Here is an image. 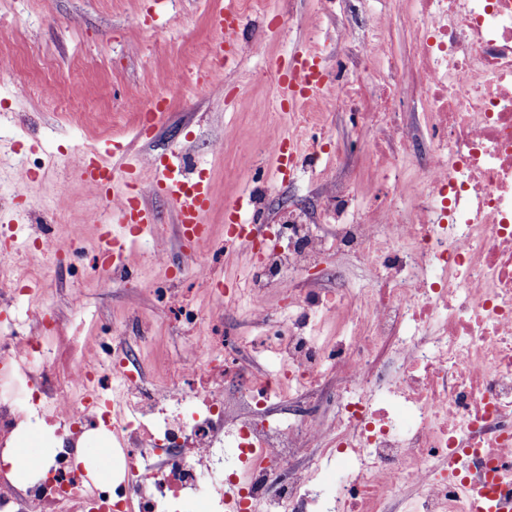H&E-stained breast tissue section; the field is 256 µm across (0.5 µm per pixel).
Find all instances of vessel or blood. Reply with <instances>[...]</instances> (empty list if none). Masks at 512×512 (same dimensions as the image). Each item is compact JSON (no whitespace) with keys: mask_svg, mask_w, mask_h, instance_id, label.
<instances>
[{"mask_svg":"<svg viewBox=\"0 0 512 512\" xmlns=\"http://www.w3.org/2000/svg\"><path fill=\"white\" fill-rule=\"evenodd\" d=\"M242 17L235 5H228L216 19L219 43L214 59L216 62H232L238 51V30ZM271 71L284 95L294 105L302 104L322 90L324 71L311 53L299 54L286 62L272 65ZM299 151L295 137L275 142L273 152L277 161L279 178L290 176L294 159ZM155 176L150 185L133 179L131 170L117 172L98 153H79L74 164L76 176L84 183L98 187L112 212L115 221L99 227V261L113 273L125 275L129 272L130 247L140 237L154 234L157 225L144 198L148 193L164 194L172 203L179 235L185 244L184 264L198 258L197 246L209 237L205 216L212 205V195L205 179L193 178L185 172V160L178 152L154 159ZM254 198L244 195L225 208L230 223L239 225L241 235L238 247L248 248L249 240L258 234L260 224L252 213Z\"/></svg>","mask_w":512,"mask_h":512,"instance_id":"b4317fda","label":"vessel or blood"}]
</instances>
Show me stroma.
<instances>
[{"mask_svg":"<svg viewBox=\"0 0 512 512\" xmlns=\"http://www.w3.org/2000/svg\"><path fill=\"white\" fill-rule=\"evenodd\" d=\"M225 0H0V227H13L26 250L0 253V264L22 259L41 281L35 298L0 289V334H26L49 310L60 330L47 343L50 363L67 380L80 356L96 357L100 384L112 388L110 349L115 336L133 338V358L145 374V388L171 383L166 359L186 355L193 344L231 331L239 339L240 359L251 372L275 368L271 356L256 353L252 337L270 333L284 317L290 298L330 287L325 270L340 268L349 288L378 287L377 273L356 258L326 251L319 267L298 271L291 292L267 289L255 299L256 254L224 243V205L247 189L259 188L264 224L298 208L309 223L332 237L337 187L351 191L346 221L386 214L383 174L373 168L371 145L382 139L369 119L378 101L375 84L363 79L358 47L381 42L378 70L396 77L408 65L416 31L408 0H264L243 13L239 53L224 71L223 87L197 84L198 70L212 61L215 17ZM293 53L321 57L328 84L317 96L323 114L315 124L301 110L283 106L270 63ZM357 88L363 105L337 106V92ZM171 104L154 129L147 109L159 94ZM274 141L290 135L302 140L295 176L272 178L273 159L251 143L254 128ZM97 151L118 167L134 164L142 183H150L151 158L179 151L203 170L213 194L205 221L210 237L199 251L206 275L182 270L167 275L152 254L163 246L179 259L183 244L174 209L161 196H147L157 216L158 237H145L131 250L133 277L102 275L94 243L106 205L94 187L77 182L71 167L78 151ZM23 185L25 196L14 188ZM67 196H60L61 186ZM52 238L63 247L51 259L37 240ZM223 280L232 296L214 292ZM82 301L73 308L72 298ZM263 302L270 321L253 315Z\"/></svg>","mask_w":512,"mask_h":512,"instance_id":"stroma-1","label":"stroma"}]
</instances>
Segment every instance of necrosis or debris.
I'll list each match as a JSON object with an SVG mask.
<instances>
[{"instance_id": "1", "label": "necrosis or debris", "mask_w": 512, "mask_h": 512, "mask_svg": "<svg viewBox=\"0 0 512 512\" xmlns=\"http://www.w3.org/2000/svg\"><path fill=\"white\" fill-rule=\"evenodd\" d=\"M411 15L410 75L392 80L374 118L388 138L403 139L387 114L406 84L419 87L433 144L414 177L392 183L393 195L417 208L406 218L389 207L381 224H337L331 240L290 210L287 247H256L270 272L258 287L284 288L330 248L374 266L397 243L387 292L327 289L295 305L280 335L253 341L277 355L275 374L242 373L234 350L200 343L169 362L184 387L148 392L126 338L114 337L128 396L118 417L106 400L86 399L98 385L92 362H76L64 388L42 336L0 337V355L19 363L24 386L0 388V447L24 420L37 435L58 424L60 446L54 474L26 491L0 472V512H172L190 498L223 501L228 489L244 505L266 500L269 512H392L404 487L420 490L417 512H474L473 490L490 462L500 495L512 499V0H412ZM314 311L350 322L349 336L321 348L305 334ZM331 359L342 380L334 426L261 419L285 390L316 386ZM98 419L120 450L113 503L68 463L85 423ZM228 439L240 460L229 471ZM321 441L320 457L297 468L292 449ZM456 448L471 449L474 463H449ZM334 456L347 464L327 494L320 460Z\"/></svg>"}]
</instances>
